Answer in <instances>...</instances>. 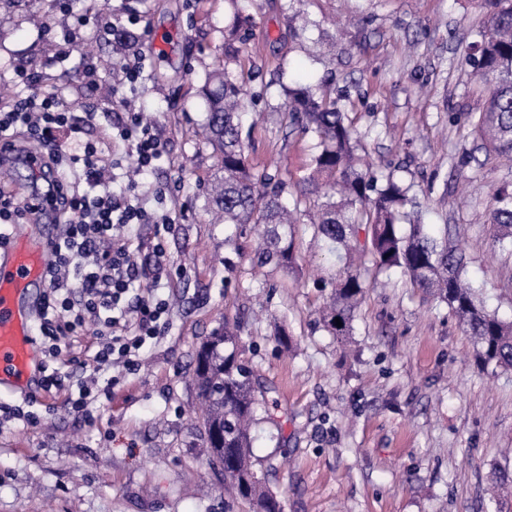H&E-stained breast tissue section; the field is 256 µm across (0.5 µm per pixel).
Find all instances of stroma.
<instances>
[{
  "mask_svg": "<svg viewBox=\"0 0 512 512\" xmlns=\"http://www.w3.org/2000/svg\"><path fill=\"white\" fill-rule=\"evenodd\" d=\"M72 8L87 24L59 66L54 0H15L0 32V84L34 61L49 85L78 78L86 55L108 75L134 51L147 54L135 105L165 144L147 183L174 189L164 203L174 269L162 291L171 323L93 421L60 407L41 426L0 430V512H253L225 493L193 412L195 350L226 319L240 322V354L275 416L255 430L253 461L283 512H496L491 473L512 470V370L478 372L447 306L399 273L368 286L342 349L319 322L328 292L314 280L336 268L310 217L295 227L296 272L265 277L251 265L250 238L225 245L223 225L212 223L204 184L217 159L192 129L204 118L196 90L224 57L231 0ZM247 11L243 58L261 94L242 130L249 160L276 159L292 184L304 176L310 139L274 108L285 86L328 83L378 173L412 184L411 216L447 226L480 300L512 320V253L488 221L493 192L512 190V163L486 151L470 123L487 104L464 62L484 21L475 0H250ZM102 13L139 16L122 29L124 50L98 25Z\"/></svg>",
  "mask_w": 512,
  "mask_h": 512,
  "instance_id": "1",
  "label": "stroma"
}]
</instances>
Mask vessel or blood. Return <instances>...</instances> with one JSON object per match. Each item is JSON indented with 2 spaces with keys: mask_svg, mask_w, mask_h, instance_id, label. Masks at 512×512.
Segmentation results:
<instances>
[{
  "mask_svg": "<svg viewBox=\"0 0 512 512\" xmlns=\"http://www.w3.org/2000/svg\"><path fill=\"white\" fill-rule=\"evenodd\" d=\"M50 241L13 239L0 257V390L39 395L41 339L33 291L44 288Z\"/></svg>",
  "mask_w": 512,
  "mask_h": 512,
  "instance_id": "obj_1",
  "label": "vessel or blood"
}]
</instances>
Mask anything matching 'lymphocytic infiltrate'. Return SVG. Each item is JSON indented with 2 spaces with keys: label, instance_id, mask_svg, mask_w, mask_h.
<instances>
[{
  "label": "lymphocytic infiltrate",
  "instance_id": "1",
  "mask_svg": "<svg viewBox=\"0 0 512 512\" xmlns=\"http://www.w3.org/2000/svg\"><path fill=\"white\" fill-rule=\"evenodd\" d=\"M79 82L63 81L39 88V75L18 71L30 94L0 99V143L15 145L17 135L35 142L43 161L62 174L50 199L62 219V232L46 265L47 285L38 323L49 365L41 387L63 394L75 417L90 420L115 391L140 369L139 353L169 324L170 304L160 292L168 283L170 260L163 245L137 259L129 229L136 224L167 228L168 211L149 209L164 190L147 195L136 180L113 193L117 169L135 165L145 174L164 155L154 122L121 100L111 127L96 123L95 113L75 116L69 97L79 85H98L99 65L86 58ZM91 336L92 355H72L75 338Z\"/></svg>",
  "mask_w": 512,
  "mask_h": 512
}]
</instances>
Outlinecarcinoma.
<instances>
[{
    "label": "carcinoma",
    "mask_w": 512,
    "mask_h": 512,
    "mask_svg": "<svg viewBox=\"0 0 512 512\" xmlns=\"http://www.w3.org/2000/svg\"><path fill=\"white\" fill-rule=\"evenodd\" d=\"M480 6L488 20L468 62L487 86L488 101L474 132L497 154L510 157L512 0H480ZM251 27L252 17L238 12L225 31L224 63L208 74L202 89L203 135L218 156L217 173L205 186L207 209L216 223L234 226L237 237L255 235L252 261L288 273L296 266L294 226L302 213L313 211L314 237L342 262L335 277L320 281L331 288L321 323L338 342L351 339L368 278L399 270L413 287L448 306L470 338L480 370L512 369V321L482 305L465 278V255L448 247V236H433L419 221L402 229L404 209L412 204L411 186L376 175L372 163L356 154L355 131L338 101L318 95L314 84L286 90L291 124L312 138L309 172L291 201L282 202L288 184L280 170L249 163L241 117L254 99L248 90L252 75L233 64ZM489 221L501 230L498 242L512 245V191L501 189L493 196ZM239 342V326L226 322L195 356L193 382L203 405L209 463L224 468V486L252 503L255 512H281L252 460L254 430L265 408L252 366L238 356ZM492 483L500 497L512 499V472L495 471Z\"/></svg>",
    "instance_id": "obj_1"
}]
</instances>
